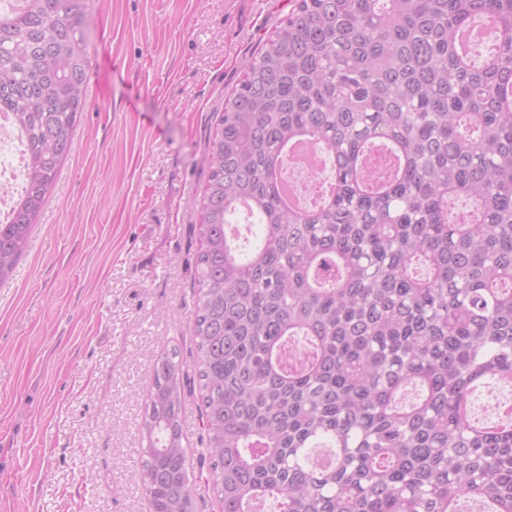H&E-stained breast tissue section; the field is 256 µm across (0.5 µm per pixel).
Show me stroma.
Returning a JSON list of instances; mask_svg holds the SVG:
<instances>
[{
    "mask_svg": "<svg viewBox=\"0 0 512 512\" xmlns=\"http://www.w3.org/2000/svg\"><path fill=\"white\" fill-rule=\"evenodd\" d=\"M293 0H98L87 103L0 285V512H150L154 363L193 345L209 131Z\"/></svg>",
    "mask_w": 512,
    "mask_h": 512,
    "instance_id": "obj_1",
    "label": "stroma"
}]
</instances>
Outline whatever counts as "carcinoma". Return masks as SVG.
<instances>
[{"mask_svg": "<svg viewBox=\"0 0 512 512\" xmlns=\"http://www.w3.org/2000/svg\"><path fill=\"white\" fill-rule=\"evenodd\" d=\"M96 0L0 11V113L25 192L0 222L13 276L86 105ZM496 47L463 58L464 28ZM208 138L193 312L222 512H512V0H294ZM317 143L330 194L284 200V150ZM464 196L472 207L459 209ZM185 362L159 356L141 430L159 512H195Z\"/></svg>", "mask_w": 512, "mask_h": 512, "instance_id": "carcinoma-1", "label": "carcinoma"}]
</instances>
